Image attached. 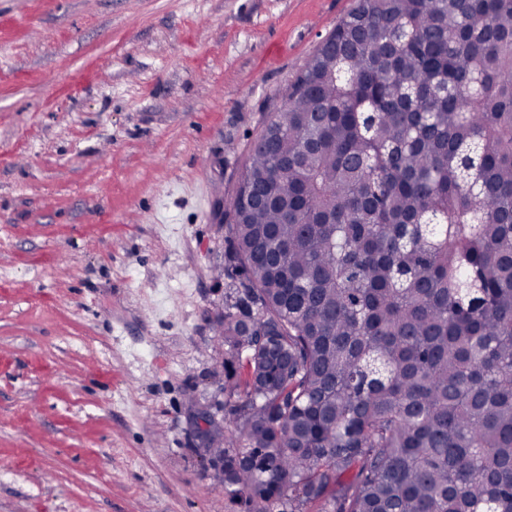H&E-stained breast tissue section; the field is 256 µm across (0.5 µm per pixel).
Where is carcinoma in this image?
Here are the masks:
<instances>
[{
  "label": "carcinoma",
  "mask_w": 512,
  "mask_h": 512,
  "mask_svg": "<svg viewBox=\"0 0 512 512\" xmlns=\"http://www.w3.org/2000/svg\"><path fill=\"white\" fill-rule=\"evenodd\" d=\"M224 203L243 512H512V0H357Z\"/></svg>",
  "instance_id": "carcinoma-1"
}]
</instances>
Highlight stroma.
I'll return each instance as SVG.
<instances>
[{
  "label": "stroma",
  "mask_w": 512,
  "mask_h": 512,
  "mask_svg": "<svg viewBox=\"0 0 512 512\" xmlns=\"http://www.w3.org/2000/svg\"><path fill=\"white\" fill-rule=\"evenodd\" d=\"M354 4L0 0V512H240L218 211Z\"/></svg>",
  "instance_id": "1"
}]
</instances>
